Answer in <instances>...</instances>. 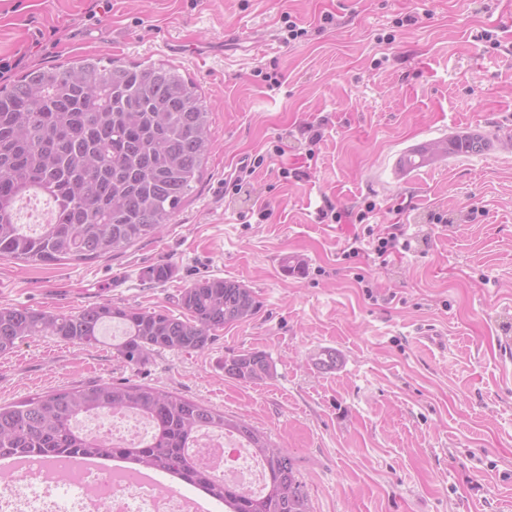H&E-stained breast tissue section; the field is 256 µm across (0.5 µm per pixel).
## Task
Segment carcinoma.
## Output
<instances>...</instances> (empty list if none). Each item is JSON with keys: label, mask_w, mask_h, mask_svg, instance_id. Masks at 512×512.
I'll list each match as a JSON object with an SVG mask.
<instances>
[{"label": "carcinoma", "mask_w": 512, "mask_h": 512, "mask_svg": "<svg viewBox=\"0 0 512 512\" xmlns=\"http://www.w3.org/2000/svg\"><path fill=\"white\" fill-rule=\"evenodd\" d=\"M210 115L202 95L167 63H124L87 57L28 70L0 87V257L28 264L87 263L120 253L171 223L205 174ZM487 150L480 133L431 143L440 155ZM41 195L54 220L35 232L17 223V203ZM173 268L150 266L145 277L165 282ZM183 313L120 306L110 300L70 314L0 307V355L49 334L92 347L108 323L122 327L114 345L129 365L150 356L200 352L215 332L252 316L251 289L229 279L196 282L180 293ZM224 373L260 384L274 364L259 350L224 359ZM136 411L153 424L142 447L128 448L79 431L78 418ZM201 429L233 433L261 458L265 489L256 495L212 478L189 448ZM97 457L194 484L224 512H312L305 483L288 449L272 444L244 419L202 401L143 384L63 387L0 406V459Z\"/></svg>", "instance_id": "obj_1"}]
</instances>
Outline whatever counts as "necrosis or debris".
Wrapping results in <instances>:
<instances>
[{"label":"necrosis or debris","instance_id":"4bbe7bcc","mask_svg":"<svg viewBox=\"0 0 512 512\" xmlns=\"http://www.w3.org/2000/svg\"><path fill=\"white\" fill-rule=\"evenodd\" d=\"M91 432L135 447L148 438L151 424L134 412L109 413L94 420ZM193 449L196 462L214 478L256 494L263 490V464L240 438L205 429ZM0 507L10 512H210L189 486L145 480L121 463L89 467L67 458L28 459L21 471L1 473Z\"/></svg>","mask_w":512,"mask_h":512}]
</instances>
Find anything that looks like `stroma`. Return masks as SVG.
I'll list each match as a JSON object with an SVG mask.
<instances>
[{
    "label": "stroma",
    "mask_w": 512,
    "mask_h": 512,
    "mask_svg": "<svg viewBox=\"0 0 512 512\" xmlns=\"http://www.w3.org/2000/svg\"><path fill=\"white\" fill-rule=\"evenodd\" d=\"M90 5L0 0V59L175 65L211 111L206 173L160 235L124 253L50 266L0 257V306L68 314L109 299L175 313L181 288L221 277L251 288L258 309L204 351L141 366L122 362L112 336L93 348L26 339L0 355V404L150 385L245 415L288 448L313 512H512V363L501 354L512 341V141L499 135L512 128V0H112L93 19ZM288 17L307 36L285 42ZM237 28L277 42L231 37ZM270 71L279 89L264 82ZM474 131L488 150L398 177L406 150ZM258 156L235 190L232 174ZM328 203L341 221L321 218ZM396 224L409 246L379 264L373 239ZM354 243L360 255L346 258ZM158 263L173 276L143 280ZM326 348L340 356L329 372L314 365ZM252 349L274 376L225 377V357Z\"/></svg>",
    "instance_id": "1"
}]
</instances>
